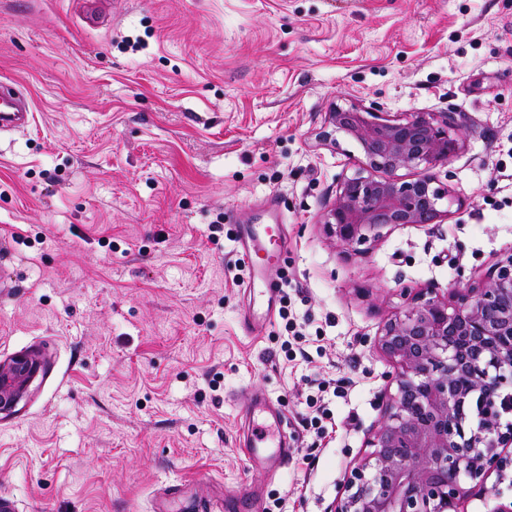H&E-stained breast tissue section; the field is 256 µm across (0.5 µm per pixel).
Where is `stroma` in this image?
I'll use <instances>...</instances> for the list:
<instances>
[{"mask_svg":"<svg viewBox=\"0 0 512 512\" xmlns=\"http://www.w3.org/2000/svg\"><path fill=\"white\" fill-rule=\"evenodd\" d=\"M31 124L0 134V361L46 367L0 418L11 512H184L262 493L333 512L395 390L381 351L405 288L464 287L512 253V0H0V79ZM452 112L441 223L358 253L322 223L352 139L330 104ZM284 240L247 330L242 225ZM293 456L245 452L246 399Z\"/></svg>","mask_w":512,"mask_h":512,"instance_id":"1","label":"stroma"}]
</instances>
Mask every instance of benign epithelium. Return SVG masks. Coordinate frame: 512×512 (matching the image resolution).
<instances>
[{"instance_id": "1", "label": "benign epithelium", "mask_w": 512, "mask_h": 512, "mask_svg": "<svg viewBox=\"0 0 512 512\" xmlns=\"http://www.w3.org/2000/svg\"><path fill=\"white\" fill-rule=\"evenodd\" d=\"M340 133L359 144L361 157L322 216L338 245L355 249L448 216L455 197L437 185L434 169L463 148L454 113L333 104L317 139L331 143ZM400 170L415 175L404 180ZM401 295L378 338L397 367L396 389L332 512H468L476 499L493 500L490 512H512V500L490 496L487 486L492 476L512 483V424L501 422L503 410L512 411V254L449 297L431 288ZM43 365L38 351L0 362L1 415Z\"/></svg>"}]
</instances>
